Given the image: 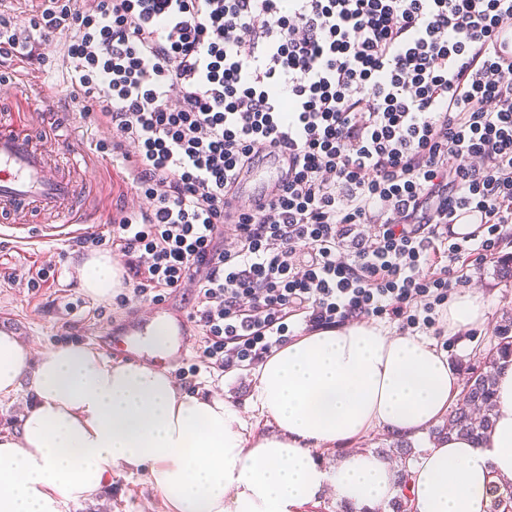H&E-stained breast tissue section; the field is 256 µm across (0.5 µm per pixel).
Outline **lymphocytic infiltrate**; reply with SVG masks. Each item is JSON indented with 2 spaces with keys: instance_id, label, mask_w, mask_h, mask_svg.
<instances>
[{
  "instance_id": "obj_1",
  "label": "lymphocytic infiltrate",
  "mask_w": 512,
  "mask_h": 512,
  "mask_svg": "<svg viewBox=\"0 0 512 512\" xmlns=\"http://www.w3.org/2000/svg\"><path fill=\"white\" fill-rule=\"evenodd\" d=\"M512 0H41L26 37L56 36L76 110L112 129L146 208L109 234L124 287H196L201 361L267 359L306 330L384 318L429 328L512 224ZM288 155L263 209L241 173ZM478 225L456 241L459 214Z\"/></svg>"
}]
</instances>
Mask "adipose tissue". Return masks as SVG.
Instances as JSON below:
<instances>
[{
    "mask_svg": "<svg viewBox=\"0 0 512 512\" xmlns=\"http://www.w3.org/2000/svg\"><path fill=\"white\" fill-rule=\"evenodd\" d=\"M81 275L95 298L119 284L106 253ZM488 311L482 296L454 292L449 333L483 329ZM255 380L251 405L267 432L223 399L180 392L164 370L79 345L36 357L0 331V398L34 397L19 434L0 436V512H65L140 470L169 512H309L327 495L387 512L401 494L411 512H489L494 485L512 481V362L496 371L489 434L424 448L403 491L386 456L357 451L331 467L320 455L378 429L412 439L446 415L461 382L435 340L366 323L323 328L290 339Z\"/></svg>",
    "mask_w": 512,
    "mask_h": 512,
    "instance_id": "obj_1",
    "label": "adipose tissue"
}]
</instances>
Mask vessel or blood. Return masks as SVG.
Segmentation results:
<instances>
[{
  "mask_svg": "<svg viewBox=\"0 0 512 512\" xmlns=\"http://www.w3.org/2000/svg\"><path fill=\"white\" fill-rule=\"evenodd\" d=\"M61 143L58 136L31 138L0 115V215L6 216L10 228L28 227L36 213H56L64 217L65 226L54 231V238H71L97 221V214L74 208V186L51 164ZM287 175V155L269 157L242 180V194L254 202L269 203ZM196 333L185 307L161 303L149 320L128 312L94 331L91 340L115 357L140 361L147 357L142 337L160 336L165 341L163 360L175 366L187 358L186 345Z\"/></svg>",
  "mask_w": 512,
  "mask_h": 512,
  "instance_id": "obj_1",
  "label": "vessel or blood"
}]
</instances>
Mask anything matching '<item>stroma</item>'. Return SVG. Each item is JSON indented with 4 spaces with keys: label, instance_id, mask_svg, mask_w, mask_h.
Segmentation results:
<instances>
[{
    "label": "stroma",
    "instance_id": "stroma-1",
    "mask_svg": "<svg viewBox=\"0 0 512 512\" xmlns=\"http://www.w3.org/2000/svg\"><path fill=\"white\" fill-rule=\"evenodd\" d=\"M65 37L58 36L43 44L39 57L27 60L31 82L20 80L14 59L0 57V113H12L19 128H38L41 113L31 111L32 100H49L55 112L60 135L76 137L88 145L85 155L71 157L62 149L60 157L70 164V176L82 182V200L101 204L104 215L138 209L131 181L122 165L113 163L111 153L97 152V141L111 142L112 134L93 118L76 112L70 102V89L63 67ZM74 241L34 238L27 242H0V313L9 314L18 326L19 341L36 350L69 344L89 345L85 330L106 324L112 318L134 310L148 316L152 304L129 301L121 304L115 298L96 299L88 295L79 268L86 259ZM512 257V226L508 227L493 256L480 268L471 270V285L490 302L485 328L478 333L448 334L443 321L427 329V336L438 339L461 379H468L494 343L495 330L502 320L512 317V278L498 274L502 258ZM49 278L40 288L30 285L39 271ZM200 395L219 393L232 401L245 402L253 391L248 367L238 366L221 371L201 370L194 380ZM67 512H167L158 493L143 473H123L94 501L69 506Z\"/></svg>",
    "mask_w": 512,
    "mask_h": 512
}]
</instances>
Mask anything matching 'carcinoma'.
Returning <instances> with one entry per match:
<instances>
[{
  "label": "carcinoma",
  "mask_w": 512,
  "mask_h": 512,
  "mask_svg": "<svg viewBox=\"0 0 512 512\" xmlns=\"http://www.w3.org/2000/svg\"><path fill=\"white\" fill-rule=\"evenodd\" d=\"M512 360V321L497 328V344L484 367L468 378L462 402L449 414L448 433L481 439L492 427L495 403V369L503 361ZM490 512H512V483L493 499Z\"/></svg>",
  "instance_id": "cac0c4a2"
}]
</instances>
